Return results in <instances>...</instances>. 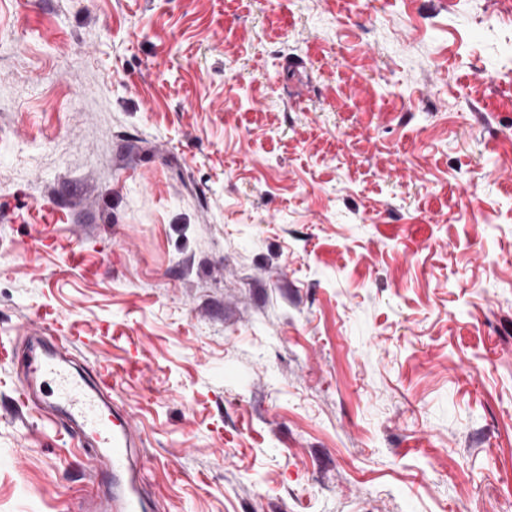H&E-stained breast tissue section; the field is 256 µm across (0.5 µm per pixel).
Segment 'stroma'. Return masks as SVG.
<instances>
[{
  "instance_id": "1",
  "label": "stroma",
  "mask_w": 512,
  "mask_h": 512,
  "mask_svg": "<svg viewBox=\"0 0 512 512\" xmlns=\"http://www.w3.org/2000/svg\"><path fill=\"white\" fill-rule=\"evenodd\" d=\"M31 336L150 512H512V0H0V512H81ZM30 375L52 377L55 391L42 403L68 418L70 428L84 441L93 440L94 456L102 468L105 492L92 496L84 512H148L141 492L140 470L135 447L137 434L127 416L120 414L104 398L112 389L118 371L112 366L99 368L91 383L73 373L62 356L30 351L26 360ZM112 416V419L110 418Z\"/></svg>"
}]
</instances>
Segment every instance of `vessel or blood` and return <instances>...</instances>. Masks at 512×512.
<instances>
[{
	"instance_id": "vessel-or-blood-1",
	"label": "vessel or blood",
	"mask_w": 512,
	"mask_h": 512,
	"mask_svg": "<svg viewBox=\"0 0 512 512\" xmlns=\"http://www.w3.org/2000/svg\"><path fill=\"white\" fill-rule=\"evenodd\" d=\"M26 370L53 378L55 390L45 406L65 414L79 438L96 445L94 456L106 488L89 499L85 512H148L135 455L136 430L104 397L118 377L117 370L100 368L90 381L73 373L63 357L34 351L27 357Z\"/></svg>"
}]
</instances>
